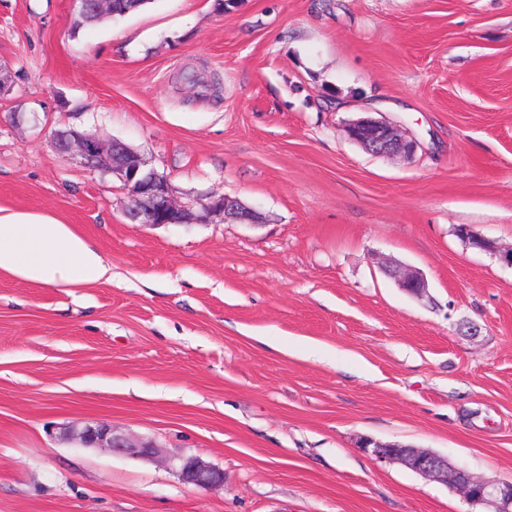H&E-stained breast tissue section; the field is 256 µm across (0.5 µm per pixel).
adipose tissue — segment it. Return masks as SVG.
I'll return each instance as SVG.
<instances>
[{
	"label": "adipose tissue",
	"instance_id": "obj_1",
	"mask_svg": "<svg viewBox=\"0 0 512 512\" xmlns=\"http://www.w3.org/2000/svg\"><path fill=\"white\" fill-rule=\"evenodd\" d=\"M0 274L46 288H78L111 275L99 244L52 214L0 208Z\"/></svg>",
	"mask_w": 512,
	"mask_h": 512
}]
</instances>
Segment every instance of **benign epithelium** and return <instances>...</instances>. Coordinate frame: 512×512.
<instances>
[{
  "instance_id": "1",
  "label": "benign epithelium",
  "mask_w": 512,
  "mask_h": 512,
  "mask_svg": "<svg viewBox=\"0 0 512 512\" xmlns=\"http://www.w3.org/2000/svg\"><path fill=\"white\" fill-rule=\"evenodd\" d=\"M79 14L92 11L112 13V0H72ZM347 138L376 156L411 157L416 153V139L400 129L372 116L359 117L344 126ZM51 145L60 157L85 169L99 171L119 180L130 197L125 215L133 223L147 225L203 224L215 217L230 224H258V212L225 195H210L192 202L180 203L173 194L170 180L149 166L139 153L120 140L103 141L75 127L56 129L50 136ZM470 245L487 252L506 265L512 266V248L502 250L489 239L475 237L467 229L459 230ZM391 275L400 289L416 298L427 296L428 284L423 275L412 269L394 267ZM67 439L84 448L105 449L115 454L153 460L158 449L152 442L117 431L112 425L99 423L73 424L64 428ZM365 447L380 459L396 461L415 473L448 482V458L436 453L399 443L368 441ZM183 483L200 488L224 485V472L194 455L169 460ZM453 482L466 500L489 507V512H512V482L473 477L453 469Z\"/></svg>"
}]
</instances>
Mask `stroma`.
<instances>
[{
  "label": "stroma",
  "instance_id": "stroma-1",
  "mask_svg": "<svg viewBox=\"0 0 512 512\" xmlns=\"http://www.w3.org/2000/svg\"><path fill=\"white\" fill-rule=\"evenodd\" d=\"M74 19L71 0H0V207L57 216L112 265L85 288L0 275V512H485L361 443L512 481V268L457 235L512 247V0H149ZM367 113L415 155L350 142ZM64 124L126 143L178 201L224 194L263 221L131 223L119 181L54 151ZM86 421L164 458L61 437ZM181 455L223 486L184 484ZM400 289L416 298L427 296L428 284L423 275L412 269L394 267L389 270ZM169 463L185 484L200 488H213L224 484V472L198 456H179L170 459Z\"/></svg>",
  "mask_w": 512,
  "mask_h": 512
}]
</instances>
